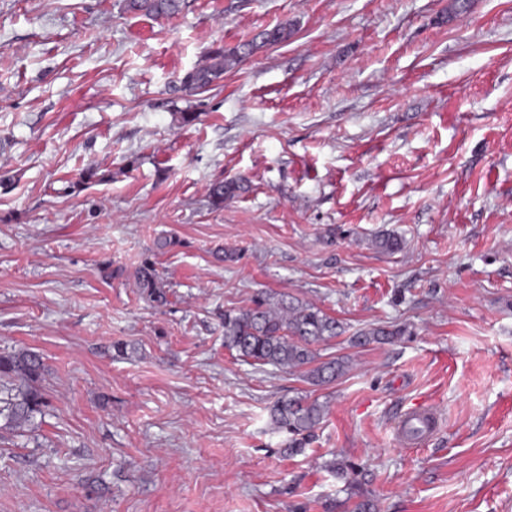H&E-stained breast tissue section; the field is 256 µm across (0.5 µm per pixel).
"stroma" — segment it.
<instances>
[{
  "instance_id": "35a3bbf8",
  "label": "stroma",
  "mask_w": 512,
  "mask_h": 512,
  "mask_svg": "<svg viewBox=\"0 0 512 512\" xmlns=\"http://www.w3.org/2000/svg\"><path fill=\"white\" fill-rule=\"evenodd\" d=\"M281 23L288 43L183 87ZM148 256L167 306L136 286ZM262 291L339 321L317 352L349 370L315 386L226 349L225 310ZM19 350L47 405L0 434V512H512V0H0V351ZM301 393L325 412L290 455L270 408ZM417 405L441 422L407 447ZM183 0H126L125 8L132 13L147 16H171L179 13ZM294 30L288 25L280 24L270 30H264L233 49L224 46L212 48L203 62L187 73L182 82L186 90L202 93L223 79L224 73L234 69L243 59L259 47L287 43L293 36ZM404 329H388L384 327L366 328L357 331L350 337V342L356 346H364L373 342H390L398 336L405 335Z\"/></svg>"
}]
</instances>
